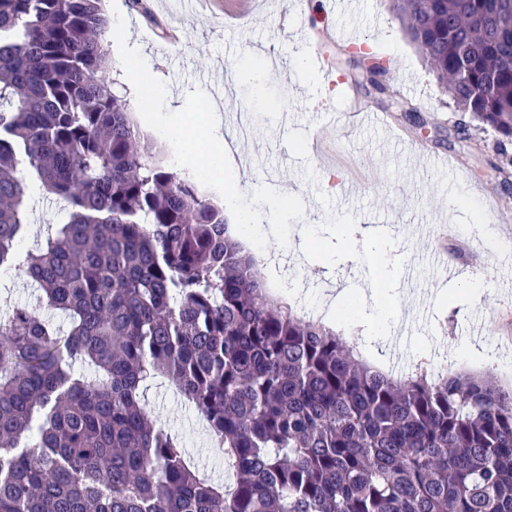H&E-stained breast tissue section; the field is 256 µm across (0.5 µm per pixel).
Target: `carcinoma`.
I'll list each match as a JSON object with an SVG mask.
<instances>
[{
    "mask_svg": "<svg viewBox=\"0 0 512 512\" xmlns=\"http://www.w3.org/2000/svg\"><path fill=\"white\" fill-rule=\"evenodd\" d=\"M392 7L511 183L512 0ZM107 28L104 0H0V274L27 179L69 205L23 267L35 301L0 319V512H512V389L397 377L270 297L224 208L141 146ZM158 376L205 417L226 483L153 426Z\"/></svg>",
    "mask_w": 512,
    "mask_h": 512,
    "instance_id": "cac0c4a2",
    "label": "carcinoma"
}]
</instances>
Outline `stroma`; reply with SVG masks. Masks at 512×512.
Returning a JSON list of instances; mask_svg holds the SVG:
<instances>
[{
	"instance_id": "35a3bbf8",
	"label": "stroma",
	"mask_w": 512,
	"mask_h": 512,
	"mask_svg": "<svg viewBox=\"0 0 512 512\" xmlns=\"http://www.w3.org/2000/svg\"><path fill=\"white\" fill-rule=\"evenodd\" d=\"M147 13L132 12L130 44L139 65L112 56L110 77L119 86L151 85L164 76L161 90L130 104L145 147L163 165L180 171L179 147L143 121L152 110L181 105L184 116L204 119L212 106L211 86L231 83L219 111L223 130L246 149L259 192L274 199L283 186L275 223L258 212L250 195L240 194L241 210L252 213L259 270L271 294L293 303L302 320H320L319 297L326 288L351 294L339 317L351 324L350 341L364 360L413 374L427 358L447 357L456 371H476L474 352L495 348L499 360L490 372L499 384L512 383V195L505 194L489 165L497 133L472 126L467 140H456L457 110L435 74L424 63L394 15L389 0H352L348 9L328 14L326 0H253L249 15L227 13L226 0H205L191 10L185 0H145ZM362 45L383 61L387 81L421 109L423 125L406 113L387 111L381 96L356 87L366 65L348 66V52ZM331 61L322 76L313 54ZM361 108L384 116L383 124H349L346 115ZM28 232L16 261L43 240L47 225L65 221L61 200L37 187L28 192ZM454 220L461 237L444 243L450 263L460 268L453 280L440 278L429 264L427 226ZM314 227L308 254L288 253L298 225ZM372 228L369 240H352L356 226ZM416 266L415 292L389 281L383 263ZM476 292H468V282ZM398 298L405 338L403 357L382 349L355 328L372 311L360 300L365 283ZM153 422L182 438L185 450L212 480L225 477L224 456L207 435L197 410L167 381L147 392Z\"/></svg>"
}]
</instances>
